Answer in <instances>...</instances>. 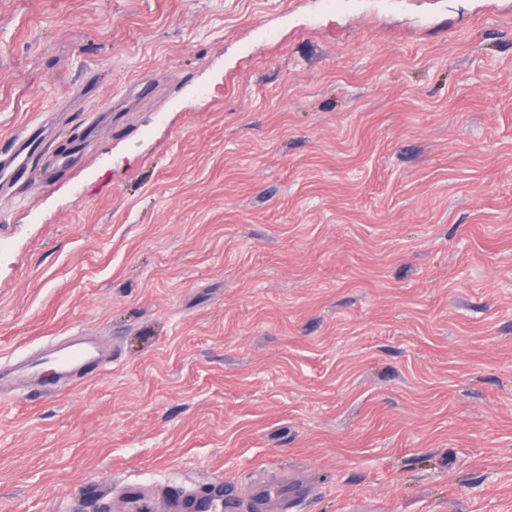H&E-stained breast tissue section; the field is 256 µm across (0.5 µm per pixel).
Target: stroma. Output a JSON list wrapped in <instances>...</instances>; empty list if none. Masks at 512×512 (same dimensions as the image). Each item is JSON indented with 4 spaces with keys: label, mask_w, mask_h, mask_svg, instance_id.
Returning a JSON list of instances; mask_svg holds the SVG:
<instances>
[{
    "label": "stroma",
    "mask_w": 512,
    "mask_h": 512,
    "mask_svg": "<svg viewBox=\"0 0 512 512\" xmlns=\"http://www.w3.org/2000/svg\"><path fill=\"white\" fill-rule=\"evenodd\" d=\"M0 512H512V0H0ZM143 490L129 503L127 485ZM42 127H27L11 141L10 148L0 151V171H11L13 178L22 179L33 174L30 160L46 152L47 137ZM54 339L45 343L43 355L38 361L26 366L27 373L43 392L52 393L63 386H73L98 377L112 362L113 355L104 356L90 341L76 338L68 343L59 344L54 342ZM42 361L54 363L55 371L51 376L43 374L40 368ZM306 495V487L294 479L271 482L260 478L251 487L248 508L254 512H291ZM167 512H242L243 501L231 484L216 480L204 490H180L167 502Z\"/></svg>",
    "instance_id": "1"
}]
</instances>
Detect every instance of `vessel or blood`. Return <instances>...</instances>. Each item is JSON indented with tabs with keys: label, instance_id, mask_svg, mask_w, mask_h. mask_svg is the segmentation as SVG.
<instances>
[{
	"label": "vessel or blood",
	"instance_id": "1",
	"mask_svg": "<svg viewBox=\"0 0 512 512\" xmlns=\"http://www.w3.org/2000/svg\"><path fill=\"white\" fill-rule=\"evenodd\" d=\"M47 137L42 128L28 127L17 134L7 151H0V171L11 172L13 177L31 175L30 161L45 154ZM55 365L52 375H44L41 362L28 364L26 371L42 389L52 393L64 386H72L106 371L110 362L98 347L83 339L59 344L47 341L41 361ZM307 489L296 480L272 482L261 478L253 483L249 499H241L235 488L216 480L203 490H181L167 502L168 512H293L297 503L305 498Z\"/></svg>",
	"mask_w": 512,
	"mask_h": 512
}]
</instances>
